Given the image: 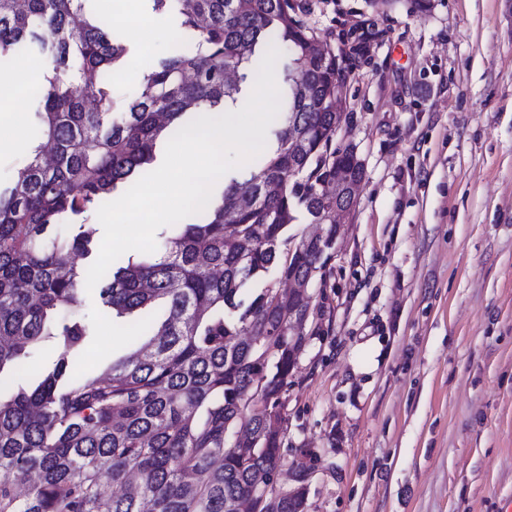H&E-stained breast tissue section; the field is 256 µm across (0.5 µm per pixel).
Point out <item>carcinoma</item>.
<instances>
[{
    "label": "carcinoma",
    "instance_id": "cac0c4a2",
    "mask_svg": "<svg viewBox=\"0 0 512 512\" xmlns=\"http://www.w3.org/2000/svg\"><path fill=\"white\" fill-rule=\"evenodd\" d=\"M88 0H0V60L40 43L48 65L34 112L42 142L0 189V512H293L277 485L282 433L272 419L308 336L288 334L312 293L247 285L323 277L325 262L283 257L298 211L336 208V54L307 56L315 33L295 0H151L177 8L189 51L152 66L112 118V73L126 46ZM46 26L55 39L41 41ZM288 56L285 121L259 173L224 187L204 224H180L153 254L120 257L99 281L105 314L139 318L145 341L103 373L77 369L91 333L79 313L96 259L92 224H68L107 202L155 160L157 143L205 105L237 101L269 45ZM233 68L239 81L225 82ZM302 136L305 178L288 174L289 137ZM47 345L53 360H33ZM121 491L114 492L112 487Z\"/></svg>",
    "mask_w": 512,
    "mask_h": 512
}]
</instances>
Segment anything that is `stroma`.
<instances>
[{
	"mask_svg": "<svg viewBox=\"0 0 512 512\" xmlns=\"http://www.w3.org/2000/svg\"><path fill=\"white\" fill-rule=\"evenodd\" d=\"M340 46L363 180L312 302L283 394L285 467L310 450L308 512H512V0H299ZM128 50L122 114L149 66L180 54L177 13L89 0ZM21 88L0 124V186L40 136ZM27 145L4 146L13 123ZM78 367L98 374L138 342L102 314Z\"/></svg>",
	"mask_w": 512,
	"mask_h": 512,
	"instance_id": "stroma-1",
	"label": "stroma"
}]
</instances>
